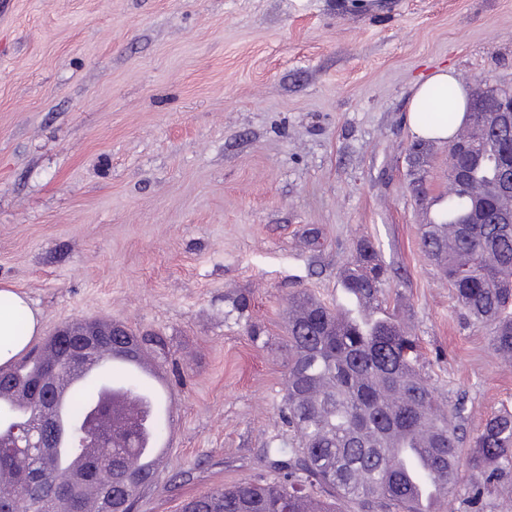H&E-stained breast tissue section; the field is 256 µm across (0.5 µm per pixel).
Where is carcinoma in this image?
Segmentation results:
<instances>
[{
  "instance_id": "1",
  "label": "carcinoma",
  "mask_w": 512,
  "mask_h": 512,
  "mask_svg": "<svg viewBox=\"0 0 512 512\" xmlns=\"http://www.w3.org/2000/svg\"><path fill=\"white\" fill-rule=\"evenodd\" d=\"M474 147L463 157L466 181L454 184L441 199L434 221L423 225L421 243L427 257L454 288L457 304L485 328L493 351L512 359V223L475 224L473 201L497 213L512 194L498 190L497 159L512 147V138L493 135L473 126L462 132ZM448 140V155L461 152ZM349 300L361 308L352 323L342 325L341 310H332L305 293L292 297L288 317V372L282 414L292 428L297 447L270 442L264 457L280 471L265 483L242 482L204 492L189 500L182 512H304L302 505L316 489L333 494L335 504L320 512H419L405 479L408 456L384 443L395 430L400 447L420 448L430 458L428 479L445 500L465 490L469 512H486L498 485L512 479V413L498 414L477 433L473 448L462 453L463 402L445 405L434 388L416 370L420 345L416 337L390 316L376 315L374 304L388 287L386 267L370 241L359 245L355 259L340 274ZM138 352L153 353L158 363L168 359L162 337L130 332ZM67 339L45 343V352H28L0 374V393H27L34 377L66 370L63 352ZM385 382L402 394L386 406L377 385ZM112 385V370L75 387L68 401L70 444L79 453L85 438L81 421L92 403L101 399L103 386ZM49 422L26 401L21 411L0 404V475L11 476L19 494L0 495V512H56V503L68 502L67 512H89L80 488L68 482V492L52 486L59 473L69 474L58 461L43 462L40 449L9 447L23 429L38 441ZM143 431L134 445L112 439L108 453L92 463L95 475L110 476L104 487L112 503L109 512H135L138 497L132 486L146 489L152 482L129 466L142 447ZM342 505L343 510L336 509Z\"/></svg>"
}]
</instances>
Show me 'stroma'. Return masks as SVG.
Wrapping results in <instances>:
<instances>
[{"label": "stroma", "instance_id": "1", "mask_svg": "<svg viewBox=\"0 0 512 512\" xmlns=\"http://www.w3.org/2000/svg\"><path fill=\"white\" fill-rule=\"evenodd\" d=\"M512 87V0H8L0 10V285L44 332H158L175 421L137 512L273 477L288 299L344 303L371 241L382 311L476 433L512 409V366L461 318L420 227L448 144L414 167L416 84Z\"/></svg>", "mask_w": 512, "mask_h": 512}]
</instances>
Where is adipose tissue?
I'll list each match as a JSON object with an SVG mask.
<instances>
[{
  "label": "adipose tissue",
  "mask_w": 512,
  "mask_h": 512,
  "mask_svg": "<svg viewBox=\"0 0 512 512\" xmlns=\"http://www.w3.org/2000/svg\"><path fill=\"white\" fill-rule=\"evenodd\" d=\"M431 104L435 117L424 120L420 109ZM468 96L454 70L442 68L416 84L409 114L413 134L420 139H449L463 123ZM42 332V316L26 296L10 287L0 288V367L22 355Z\"/></svg>",
  "instance_id": "ef3b65f1"
}]
</instances>
